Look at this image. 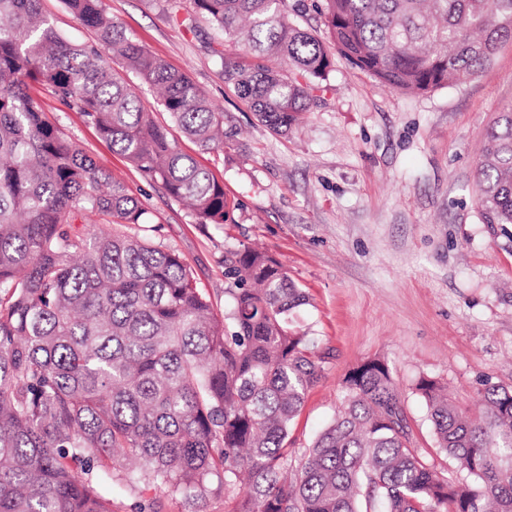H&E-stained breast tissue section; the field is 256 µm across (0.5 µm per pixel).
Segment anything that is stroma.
I'll return each instance as SVG.
<instances>
[{
	"label": "stroma",
	"instance_id": "35a3bbf8",
	"mask_svg": "<svg viewBox=\"0 0 512 512\" xmlns=\"http://www.w3.org/2000/svg\"><path fill=\"white\" fill-rule=\"evenodd\" d=\"M104 5L223 112V150L200 151L176 128L171 135L223 182L238 204L232 222L196 223L80 113L45 91L36 96L47 120L142 202L148 222L128 232L179 254L215 309L230 308L225 255L247 246L274 257L306 292L293 327L316 337L327 363L289 447L304 453L336 414L347 373L379 359L402 393L414 446L442 475L457 476L415 386L447 385L472 415L483 381L512 389V224L484 223L475 184L486 130L512 108V41L476 76L426 94L398 92L336 58L320 99L276 136L225 87L224 36L191 0ZM95 486L112 512H136L144 498L160 501V512H184L181 501L129 492L103 474Z\"/></svg>",
	"mask_w": 512,
	"mask_h": 512
}]
</instances>
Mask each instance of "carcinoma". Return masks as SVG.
Returning a JSON list of instances; mask_svg holds the SVG:
<instances>
[{
    "mask_svg": "<svg viewBox=\"0 0 512 512\" xmlns=\"http://www.w3.org/2000/svg\"><path fill=\"white\" fill-rule=\"evenodd\" d=\"M92 44L56 30L41 0H0V512H112L100 471L204 512L247 479L230 512H512V390L486 384L477 415L422 379L438 448L467 479L412 447L402 395L381 362L345 378L334 420L288 475V433L325 371L290 328L308 297L246 247L224 259L230 313L214 310L171 250L123 231L147 223L126 185L49 123L47 89L198 224L228 222L224 183L140 105L134 74L202 150L224 147L223 113L105 10L64 0ZM336 54L402 93L475 76L512 41V0H322ZM224 32V84L286 135L334 58L288 0H193ZM486 224H512V109L476 169ZM98 223L81 233L78 219Z\"/></svg>",
    "mask_w": 512,
    "mask_h": 512,
    "instance_id": "cac0c4a2",
    "label": "carcinoma"
}]
</instances>
